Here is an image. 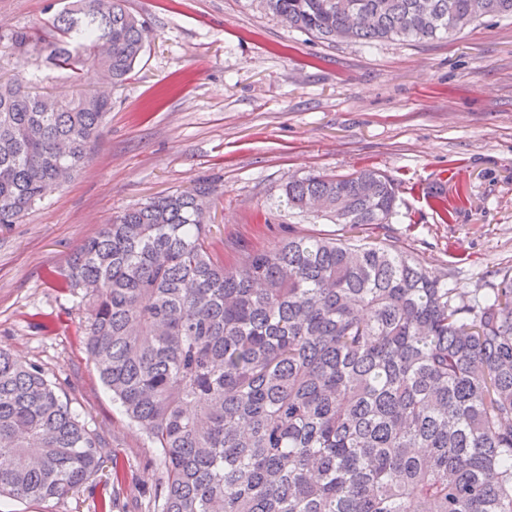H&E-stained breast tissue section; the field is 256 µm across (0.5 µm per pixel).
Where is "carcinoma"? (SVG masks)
I'll list each match as a JSON object with an SVG mask.
<instances>
[{
	"instance_id": "carcinoma-1",
	"label": "carcinoma",
	"mask_w": 512,
	"mask_h": 512,
	"mask_svg": "<svg viewBox=\"0 0 512 512\" xmlns=\"http://www.w3.org/2000/svg\"><path fill=\"white\" fill-rule=\"evenodd\" d=\"M325 41L440 39L512 0H257ZM60 38L0 34L20 59L67 70L76 92L0 76V226L82 169L145 52L126 0H70ZM214 187L135 204L61 274L90 302L86 350L158 449L147 512H512V268L487 292L431 277L357 235H290L238 252L210 241ZM319 204L352 230L396 214L364 168L288 180L278 206ZM106 449L44 372L0 351V498L45 503L89 480L112 512Z\"/></svg>"
}]
</instances>
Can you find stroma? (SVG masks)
Segmentation results:
<instances>
[{
	"mask_svg": "<svg viewBox=\"0 0 512 512\" xmlns=\"http://www.w3.org/2000/svg\"><path fill=\"white\" fill-rule=\"evenodd\" d=\"M66 0H0V30L50 22ZM145 52L114 89L112 110L79 175L21 223L0 228V350L38 365L109 451L113 512H141L161 476L158 452L113 401L86 352L89 311L56 275L126 207L206 180L208 222L233 263L236 245L288 233L341 234L321 213L272 207L289 179L375 168L396 186L391 241L431 275L470 290L512 267V20L484 18L450 38L326 43L254 0H127ZM67 71L0 47V76ZM99 488L0 512H92Z\"/></svg>",
	"mask_w": 512,
	"mask_h": 512,
	"instance_id": "obj_1",
	"label": "stroma"
}]
</instances>
